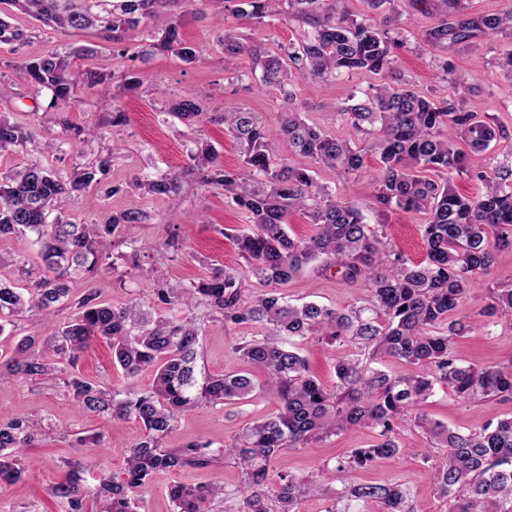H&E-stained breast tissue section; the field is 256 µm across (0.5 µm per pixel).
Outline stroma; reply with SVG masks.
Wrapping results in <instances>:
<instances>
[{"label": "stroma", "mask_w": 512, "mask_h": 512, "mask_svg": "<svg viewBox=\"0 0 512 512\" xmlns=\"http://www.w3.org/2000/svg\"><path fill=\"white\" fill-rule=\"evenodd\" d=\"M215 8L208 0H191L188 13L181 22L184 38L196 44L199 57L196 62L186 63L174 55L156 57L141 77V87L132 94L124 95L122 103L129 122L124 128L125 146L113 161L111 177L125 180L142 173H163L186 166L194 144L187 127L168 113L172 98H191L214 84L224 87V95L215 99L212 111L220 112L230 107H244L261 113L268 122H275L277 112L284 103L279 89L272 88L257 93L245 90L243 82L232 79L224 72V59L216 38L219 34ZM446 16L443 4H435L426 13L411 11L401 15L398 25L403 28L406 46L399 52L402 77L421 93L429 92L440 83V62L452 58L458 71L465 76L464 86L458 87L464 96L466 107L474 112L493 115L504 129L512 134V80L507 79L496 65L500 54L512 50V37H500L481 42L476 49L454 55L426 45L422 36L426 29L437 25ZM12 21L26 29L30 38L18 47L22 57H34L52 51H65L75 43L94 42L93 34L77 37L44 26L26 15L13 13ZM228 27L244 34L248 39L264 42L269 49L296 40L299 29L295 23L284 22L280 17L266 18L256 24L241 16L227 15ZM378 77L370 72L359 71L342 75L323 83L298 81L294 91L298 106L305 120L324 132L342 135L346 126L338 116L351 93L368 89L377 83ZM55 112L42 113L37 125L38 147L21 153L0 154V170L22 166L30 161L69 172L75 163L88 164L105 155L112 146L110 139L103 138L91 143L62 144L59 152H42L45 141H56L61 129L56 123ZM366 172L362 176L341 175L326 167H315L313 176L321 184L336 193L343 201L359 207L367 223H379V216L371 208L373 186L371 176L379 167V156L370 152L364 157ZM128 209H138L148 214L147 223L134 225L131 236L165 243L166 227L162 218L176 214L180 224L188 228V237L182 247L163 248L150 252L140 260L141 269L136 276L118 281L116 274L104 272L93 280L77 279L71 284L74 295L87 289H95L101 301L121 306L134 299L147 300L152 296L156 275H164L173 285L196 281L209 275L212 268L241 264L232 242L226 234L248 222L247 216L225 199L223 191L186 188L179 207H172L167 197L141 196L138 194L105 197L96 187L80 192L73 205L66 211L67 219L88 224L102 220L107 214ZM427 221L425 212L393 213L387 218L390 244L407 258L419 261L425 257V247L420 227ZM289 299L296 302L314 301L331 307L342 308L353 302L358 290L335 277L317 276L305 272L296 282L288 285ZM201 324L202 368L211 374H247L254 383H262L264 374L258 368L244 363L232 346L236 342L260 335L261 330L252 324H240L232 328L210 319L205 310H198ZM350 348L345 344L325 345L316 342L303 344L302 353L307 358L311 373L324 384H332L334 366L347 356ZM461 352L466 363L493 366L512 360V312L498 316L497 323L485 335L471 334L461 340ZM78 369L87 378L125 386L127 379L112 364L107 345L98 339L91 340L85 349ZM274 410L272 401L261 391H254L247 399L232 406H202L184 415L176 429L166 438L165 445L178 448L193 440H210L215 447H222L225 439L237 434L251 420L265 417ZM423 413L448 425L465 431L477 427L488 419L512 415V403L457 401L450 390L437 388ZM29 413L45 419L56 429L55 437L41 440L34 447L22 449L20 458L31 467L22 478L0 494V512H60V507L50 493L52 485L59 482L63 461L74 458L75 450L70 442L74 433L90 430L101 433L102 442L94 448L89 461L93 472L111 474L122 479L125 457L130 446L142 433L137 421L98 418H82L75 411L71 399L62 387L55 384L7 383L0 385V415ZM374 434L367 428H356L330 439L313 443L307 448H287L274 461L271 478L289 473L297 477L314 479L316 492L302 500L298 512H325L341 484L332 469L337 457L351 449L369 446ZM404 451L397 457L386 459L358 471L357 481L362 483H402L410 492L414 512H446V506L433 488L431 465L423 459L424 439L413 428L402 431ZM184 483L207 485L220 483L224 486L227 503H234L241 489V476L233 466L226 465L214 470L183 469L155 473L145 489L141 512H171L169 489L172 484Z\"/></svg>", "instance_id": "35a3bbf8"}]
</instances>
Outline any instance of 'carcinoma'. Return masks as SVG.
I'll list each match as a JSON object with an SVG mask.
<instances>
[{
    "label": "carcinoma",
    "mask_w": 512,
    "mask_h": 512,
    "mask_svg": "<svg viewBox=\"0 0 512 512\" xmlns=\"http://www.w3.org/2000/svg\"><path fill=\"white\" fill-rule=\"evenodd\" d=\"M184 0H5L21 13L72 36L87 31L109 45L112 55H128V43L142 42L130 56L135 65L120 72L75 69L77 59L94 55L91 45L40 57L5 62L27 81L33 99L47 95L46 109L58 112V125L73 139L89 143L98 133L70 123L69 108L81 94L110 87L133 91L140 84L141 66L158 55L172 54L192 63L195 45L179 35L178 10ZM217 11L222 32L217 46L224 70L235 79L251 80L260 91L279 87L287 111L276 115L278 134L288 142V154L307 158L344 175L364 172V149L351 140L328 135L308 124L296 106L291 89L298 79L327 82L343 74L366 71L380 82L353 93L338 115L357 133L372 139L369 149L380 154L381 166L372 176L375 210L428 214L421 231L426 257L408 260L387 246L385 224H368L362 211L336 199L317 182L311 170L298 167L276 153L270 129L257 112L234 107L214 115V93L176 99L170 114L189 127L222 123L235 142L241 166L224 168L216 147L194 140L190 164L163 174L136 175L129 181H110L112 157L122 146L113 134L112 150L95 163H76L67 175L35 162L0 172V236L34 237L41 272L20 266L29 278L20 288L0 276V334L15 330L30 312L50 316L70 309L67 322L41 338L21 336L13 354L0 360V384L35 382L42 378L62 383L81 416L134 418L142 436L126 457L125 476L98 477L96 496L102 512H140L139 503L149 476L158 471L207 469L220 460H233L242 473L241 498L233 512H294L298 501L313 494L314 482L282 474L275 484L269 464L286 448H302L356 427L375 432L367 448H354L337 459L334 474L342 483L337 502L325 512H350L349 505L377 501L382 512H412L408 492L400 483L361 484L352 474L373 462L397 456L401 429H419L428 448L444 449L432 471V481L447 512H512V416L489 420L458 432L413 410L426 402L436 386L444 385L461 402L476 399L512 401V361L507 365L474 367L463 363L458 340L486 330L494 318L512 312V287L495 285L477 303L472 320L451 319L458 303L470 294L471 282L492 271L498 257L512 251V136L487 113L468 110L462 98L447 90L424 95L400 78L396 50L404 47L392 18L379 24L357 19L346 0H239V16L263 19L280 14L303 27L298 39L270 54L224 26L230 0H208ZM448 19L428 29L423 41L448 52L512 32V8L504 13L473 16L464 0H444ZM26 33L0 17V45L21 44ZM35 124L0 118V153L26 150L35 143ZM493 150L485 168H472L470 155ZM438 173L439 180L424 176ZM482 185L474 196L459 194L457 176ZM220 188L224 197L247 217L249 224L231 236L245 266L215 267L198 282L157 285L153 301L119 307L99 300L90 288L77 298L70 282L92 279L102 271L119 280L140 268L148 244L130 237L134 224L148 216L128 209L100 223L77 224L63 213L78 193L96 185L105 196L136 191L142 196H181L183 185ZM302 210L311 221V234L294 239L286 217ZM336 269L340 279L363 291L342 309L315 303L296 306L280 288L307 268ZM264 290L251 294L250 282ZM202 307L224 325L255 323L265 328L233 346L246 363L262 369V390L274 401L272 414L247 423L224 443L223 457L211 443L191 441L181 448L163 446L179 419L202 405L237 404L254 389L243 374L212 375L198 368L200 328L193 310ZM105 340L112 363L133 379L153 374L148 389H115L84 377L77 368L80 353L91 338ZM306 339L347 344L352 352L335 367L336 385L324 386L309 372L298 352ZM390 359L404 366L399 374L379 367ZM45 427L17 414L0 419V484L7 486L25 472L17 451L34 445ZM101 442V435L76 433L79 455ZM86 465L69 462L51 495L64 512H86ZM169 496L174 512H212L224 496V486L177 484ZM346 501L344 509L337 503Z\"/></svg>",
    "instance_id": "cac0c4a2"
}]
</instances>
